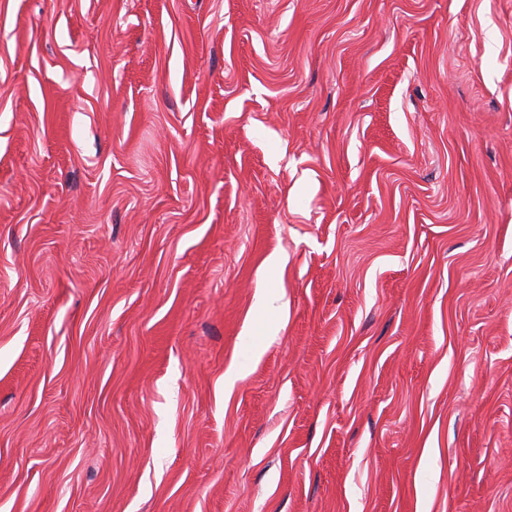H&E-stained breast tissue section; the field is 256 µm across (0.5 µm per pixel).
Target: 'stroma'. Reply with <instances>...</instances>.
<instances>
[{"label":"stroma","instance_id":"stroma-1","mask_svg":"<svg viewBox=\"0 0 512 512\" xmlns=\"http://www.w3.org/2000/svg\"><path fill=\"white\" fill-rule=\"evenodd\" d=\"M0 512H512V0H0Z\"/></svg>","mask_w":512,"mask_h":512}]
</instances>
